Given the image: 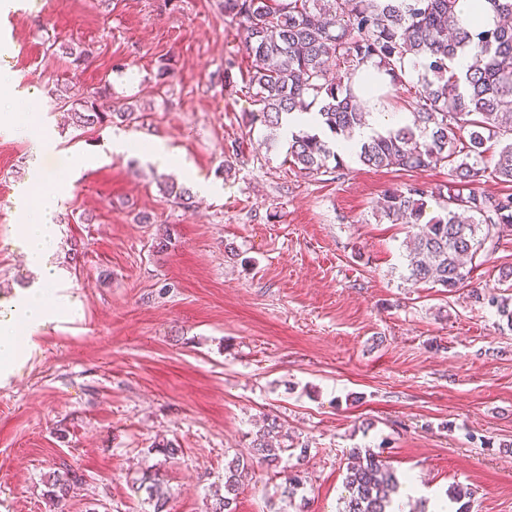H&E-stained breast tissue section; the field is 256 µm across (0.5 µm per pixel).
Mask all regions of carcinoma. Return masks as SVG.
Returning <instances> with one entry per match:
<instances>
[{
  "label": "carcinoma",
  "instance_id": "carcinoma-1",
  "mask_svg": "<svg viewBox=\"0 0 512 512\" xmlns=\"http://www.w3.org/2000/svg\"><path fill=\"white\" fill-rule=\"evenodd\" d=\"M458 0H224V16L241 23L248 55L255 64L246 88L259 105L249 124L273 133L293 112L314 105L322 134L291 133L290 163L304 176L333 173L342 158L332 140H349L366 124L368 113L352 93L354 78L371 64L390 77L382 84L370 78L376 105L392 87L412 100L411 119L362 142L359 162L371 169L414 172L432 165L449 167L448 183L435 191L418 184L384 191L378 211L393 222L418 231L406 242L409 277L430 282L450 293L472 278L495 250L504 228L512 227V194L495 196L481 185L495 180L512 183V0H485L482 6L502 18L493 28L460 24ZM469 49L471 63L454 66L458 53ZM417 82L406 79L416 66ZM59 98L70 105V119L79 128L128 120V107L112 111V93L105 84L88 94L66 86ZM164 193L189 210L191 192L164 182ZM438 200L440 213L428 216L426 197ZM474 302L497 308L512 329V306L506 297L472 290ZM288 433L276 419L252 437L250 458L238 457L224 467V495L211 512H234L232 502L253 463L281 468L286 506L304 483L296 463L305 458L290 452ZM296 462H289L290 458ZM82 482L72 468L53 472L44 493L49 505L62 507ZM348 496L342 512H390L400 481L380 453L354 448L346 467ZM134 491L145 492L152 512H166L169 489L159 469L143 472Z\"/></svg>",
  "mask_w": 512,
  "mask_h": 512
}]
</instances>
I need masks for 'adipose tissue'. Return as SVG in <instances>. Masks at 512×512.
Returning a JSON list of instances; mask_svg holds the SVG:
<instances>
[{"instance_id":"adipose-tissue-1","label":"adipose tissue","mask_w":512,"mask_h":512,"mask_svg":"<svg viewBox=\"0 0 512 512\" xmlns=\"http://www.w3.org/2000/svg\"><path fill=\"white\" fill-rule=\"evenodd\" d=\"M55 148L53 140L39 135L34 149L36 161L18 200L22 219L16 226V239L37 278L16 289L9 301L0 302V382L15 376L25 364L38 333L77 314L70 295L59 286L60 271L52 261L57 238L52 212L32 201L34 189L45 182L39 159Z\"/></svg>"}]
</instances>
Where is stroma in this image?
<instances>
[{
    "label": "stroma",
    "instance_id": "obj_1",
    "mask_svg": "<svg viewBox=\"0 0 512 512\" xmlns=\"http://www.w3.org/2000/svg\"><path fill=\"white\" fill-rule=\"evenodd\" d=\"M6 24L16 44L0 69L19 94L0 108L38 115L56 141L41 161L65 195L54 262L82 311L0 386V512H49L44 483L65 464L82 482L64 512H144L132 484L162 438L180 448L164 467L170 512H208L225 464L273 418L307 449L303 512H340L354 448L383 449L413 481L398 512L457 486L469 491L457 512H512V329L470 297L512 269V234L448 293L410 279L411 228L376 211L385 189L435 188L447 167L405 176L352 155L301 176L287 139L268 148L248 123L251 60L224 0H0ZM69 46L90 51L85 68ZM163 57L175 74L160 85ZM107 82L135 120L70 126L56 86ZM119 134L130 150H113ZM156 142L184 166L150 161ZM83 152L93 166L72 176ZM32 159L30 132L0 129V301L32 279L15 240ZM164 177L190 189L192 210L163 194ZM283 481L255 466L235 512H279Z\"/></svg>",
    "mask_w": 512,
    "mask_h": 512
}]
</instances>
